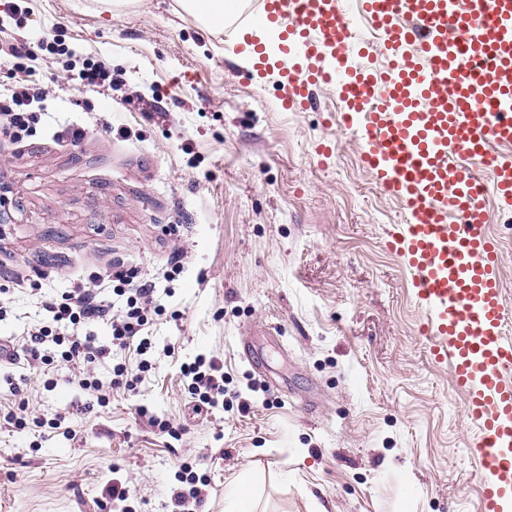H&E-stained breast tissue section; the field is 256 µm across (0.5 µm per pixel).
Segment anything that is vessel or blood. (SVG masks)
Instances as JSON below:
<instances>
[{"label": "vessel or blood", "mask_w": 512, "mask_h": 512, "mask_svg": "<svg viewBox=\"0 0 512 512\" xmlns=\"http://www.w3.org/2000/svg\"><path fill=\"white\" fill-rule=\"evenodd\" d=\"M258 24L277 27L298 56L283 103L336 87L340 126L362 162L409 214L393 236L437 362L449 363L480 430L483 512L512 497V340L505 337L499 248L485 200L512 204V0H263ZM381 35L384 68L357 27Z\"/></svg>", "instance_id": "b4317fda"}]
</instances>
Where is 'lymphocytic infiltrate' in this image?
<instances>
[{
    "label": "lymphocytic infiltrate",
    "mask_w": 512,
    "mask_h": 512,
    "mask_svg": "<svg viewBox=\"0 0 512 512\" xmlns=\"http://www.w3.org/2000/svg\"><path fill=\"white\" fill-rule=\"evenodd\" d=\"M112 279L118 284L117 295L126 299L121 313H113L97 289L85 286L70 289L60 297L43 301L44 321L30 331L26 348H18L9 339L0 344V366L16 364L25 353L44 365L56 358L77 369V383L82 389L101 394V384L89 372L91 364L107 358L116 347H132L139 352L151 347L144 330L154 300V282L138 279L135 270L121 267L113 270ZM96 323L108 325V342L78 334V327ZM184 376L200 406L223 407L224 373L215 360L198 358L185 370Z\"/></svg>",
    "instance_id": "1"
}]
</instances>
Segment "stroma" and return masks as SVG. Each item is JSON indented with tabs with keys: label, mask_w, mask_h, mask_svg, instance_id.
<instances>
[{
	"label": "stroma",
	"mask_w": 512,
	"mask_h": 512,
	"mask_svg": "<svg viewBox=\"0 0 512 512\" xmlns=\"http://www.w3.org/2000/svg\"><path fill=\"white\" fill-rule=\"evenodd\" d=\"M233 32L185 0H0V45L30 52L0 57V94H45L24 138L0 126V338L25 344L40 298L78 284L113 300L116 264L163 306L145 354L95 365L106 404L66 363L0 379V409L25 399L42 421L0 420V512H168L182 476L202 512H224L242 474L254 512H481L466 396L390 247L404 204L340 130L335 88L284 110L287 57L257 65ZM85 61L111 87H84ZM486 211L512 308V211L491 198ZM201 354L223 368V409L193 407L182 368ZM118 367L135 390L112 385ZM115 483L127 500L109 497Z\"/></svg>",
	"instance_id": "obj_1"
}]
</instances>
